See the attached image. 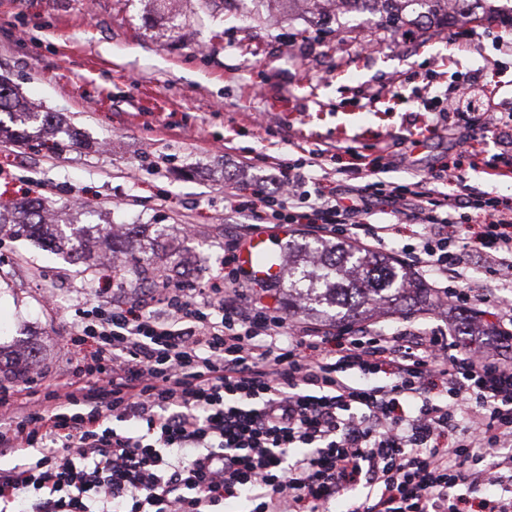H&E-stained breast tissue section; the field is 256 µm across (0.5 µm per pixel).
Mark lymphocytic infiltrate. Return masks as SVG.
Segmentation results:
<instances>
[{
    "label": "lymphocytic infiltrate",
    "instance_id": "f902f5d3",
    "mask_svg": "<svg viewBox=\"0 0 512 512\" xmlns=\"http://www.w3.org/2000/svg\"><path fill=\"white\" fill-rule=\"evenodd\" d=\"M306 163L269 158L255 179L258 207L229 195L238 228L205 286L186 280L131 293L83 314L94 339L54 378L0 383V503L24 512H327L359 493L360 512H469L472 496L512 486V331H491L495 354H461L450 328L374 325L340 330L288 321L247 300L240 248L267 229L384 242L376 211L423 223L405 262L436 278L433 314L480 302L512 277V203L472 192L439 169L396 186L355 167L336 190L305 199ZM439 181L454 183L448 193ZM469 209L472 237L452 217ZM484 261L483 288L464 285L461 256ZM388 385L370 384L378 372ZM441 386L431 396L429 383Z\"/></svg>",
    "mask_w": 512,
    "mask_h": 512
}]
</instances>
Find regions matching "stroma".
Instances as JSON below:
<instances>
[{
  "label": "stroma",
  "mask_w": 512,
  "mask_h": 512,
  "mask_svg": "<svg viewBox=\"0 0 512 512\" xmlns=\"http://www.w3.org/2000/svg\"><path fill=\"white\" fill-rule=\"evenodd\" d=\"M500 20L389 23L345 10L317 24L286 0H175L172 15L148 0H0V80L23 100L82 132L31 147L0 135V205L39 198L61 223L108 224L103 259L147 258L141 274L81 272L33 241L0 237V380L35 365L68 367L75 314L164 270L169 282H206L224 259V197L252 195L234 162L286 160L323 150L311 173L333 179L379 155L400 182L448 164L472 188L512 200V177L471 167L454 144L484 156L512 150L491 122L512 104V52ZM483 85L472 112H424L427 93L463 79ZM419 139L400 165L406 137ZM164 227L155 236L154 226ZM429 302L373 311L392 331L436 326ZM34 352L22 369L10 361Z\"/></svg>",
  "instance_id": "stroma-1"
}]
</instances>
